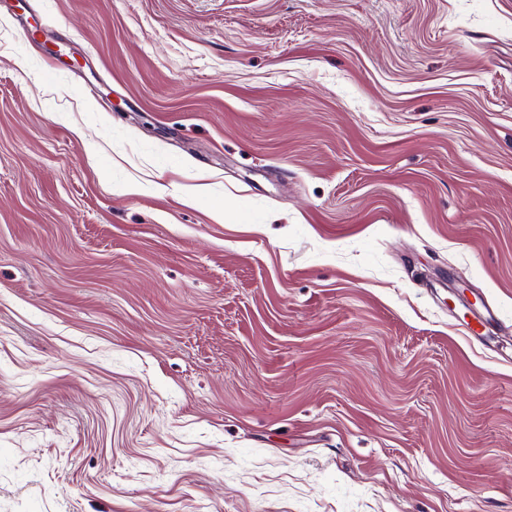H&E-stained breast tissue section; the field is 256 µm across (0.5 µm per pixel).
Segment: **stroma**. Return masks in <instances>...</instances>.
I'll return each instance as SVG.
<instances>
[{"instance_id": "35a3bbf8", "label": "stroma", "mask_w": 512, "mask_h": 512, "mask_svg": "<svg viewBox=\"0 0 512 512\" xmlns=\"http://www.w3.org/2000/svg\"><path fill=\"white\" fill-rule=\"evenodd\" d=\"M476 295L512 0L0 7V512H512Z\"/></svg>"}]
</instances>
